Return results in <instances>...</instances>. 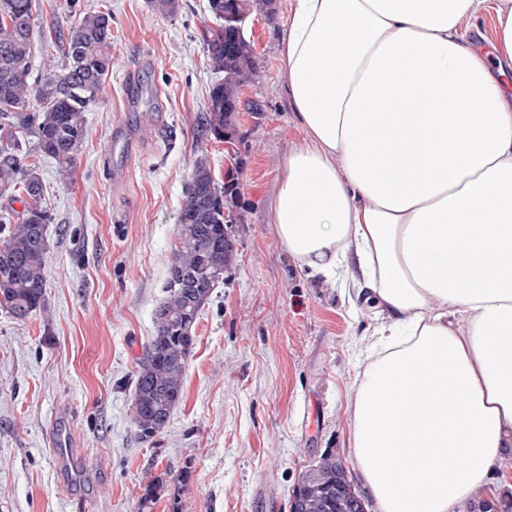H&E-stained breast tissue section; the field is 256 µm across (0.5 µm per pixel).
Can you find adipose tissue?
<instances>
[{"mask_svg":"<svg viewBox=\"0 0 512 512\" xmlns=\"http://www.w3.org/2000/svg\"><path fill=\"white\" fill-rule=\"evenodd\" d=\"M485 2L292 0L278 45L306 140L270 221L314 272L354 254L383 319L349 434L376 512L494 496L512 447V90L458 33Z\"/></svg>","mask_w":512,"mask_h":512,"instance_id":"adipose-tissue-1","label":"adipose tissue"}]
</instances>
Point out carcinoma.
<instances>
[{"instance_id": "cac0c4a2", "label": "carcinoma", "mask_w": 512, "mask_h": 512, "mask_svg": "<svg viewBox=\"0 0 512 512\" xmlns=\"http://www.w3.org/2000/svg\"><path fill=\"white\" fill-rule=\"evenodd\" d=\"M237 12H264L270 0H208L214 18L224 3ZM38 0H0V196L23 195L19 218L0 216V307L22 321L45 302L44 270L48 258L44 183L24 166L27 145L71 168L87 136L86 112L112 72V14L76 12L75 0H64L65 18H75L66 33L55 37L65 58L39 79L31 77L36 42ZM214 74L202 132L220 142L230 136L243 87L258 75L255 46L238 35L234 22L218 24L203 39ZM237 186L220 182L207 161H196L187 186V203L177 227L178 245L166 280V296L154 313V334L143 347L133 379L132 419L139 437L147 439L166 427L180 403L186 364L194 346L192 329L210 298L232 253L224 235L232 215ZM304 487L293 512H345L357 498L344 468L329 451L306 470Z\"/></svg>"}]
</instances>
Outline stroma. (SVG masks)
<instances>
[{
	"mask_svg": "<svg viewBox=\"0 0 512 512\" xmlns=\"http://www.w3.org/2000/svg\"><path fill=\"white\" fill-rule=\"evenodd\" d=\"M63 0H38L32 75L62 55L54 32ZM112 13V72L86 114L88 135L70 173L37 154L52 215L44 307L26 320L0 310V512H289L302 474L328 451L350 465V404L359 340L378 321L357 302L356 269L330 279L300 267L269 222L283 157L305 138L283 93L277 45L291 0L247 29L259 75L243 99L233 149L200 138L213 75L203 33L207 0L175 13L149 0H78ZM491 74L502 65L491 11L463 16ZM123 128L125 153L111 151ZM239 188L236 256L202 308L183 399L168 425L140 439L132 379L177 242L197 159ZM64 416L73 480L57 471L48 427ZM187 469L151 502L145 485Z\"/></svg>",
	"mask_w": 512,
	"mask_h": 512,
	"instance_id": "stroma-1",
	"label": "stroma"
}]
</instances>
